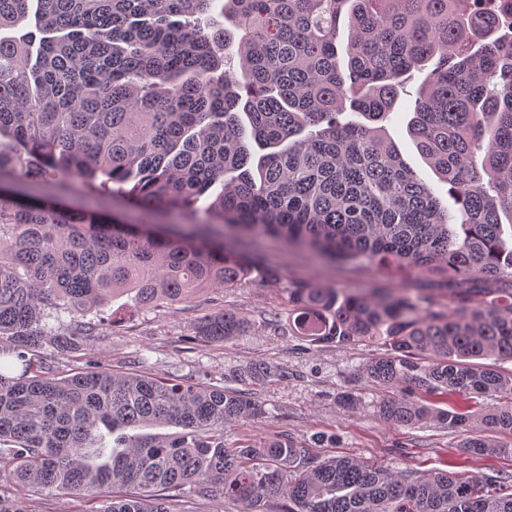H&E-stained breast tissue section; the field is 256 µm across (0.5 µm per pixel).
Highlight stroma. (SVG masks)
Masks as SVG:
<instances>
[{
    "label": "stroma",
    "instance_id": "stroma-1",
    "mask_svg": "<svg viewBox=\"0 0 512 512\" xmlns=\"http://www.w3.org/2000/svg\"><path fill=\"white\" fill-rule=\"evenodd\" d=\"M416 89V84H409L407 93L401 95L387 131L419 176L442 195L444 185L422 162L407 133ZM16 182L30 185L21 176ZM33 188L36 194L69 205L90 203L130 223L139 218L123 196L94 191L78 179L51 180ZM239 248L255 266L236 287L204 288L175 308L158 312L135 310L129 296L123 295L87 313L86 321L95 324L97 331L87 337L81 351L66 356L49 345L42 349L50 375L108 368L240 391L245 387L237 376L239 368L262 361L281 371L280 376L250 389L266 413L244 424H225V444L244 439L259 443L285 433L310 446L311 456L318 460L354 457L404 472L446 471L465 478L512 473L511 455L466 452L464 432L433 420L408 427L383 422L376 405L384 390L358 374L359 368L376 356V344L357 341L338 346L287 335L288 320L293 316L288 301L292 281L311 278L327 288L364 293L380 284L375 271L340 262L318 264L309 253L271 237H242ZM268 270L278 273V284L265 281ZM223 308L245 318L249 331L223 344L200 336L199 317ZM116 312L123 314L124 320L114 327L110 320ZM346 390L360 400L358 409L351 412L338 402Z\"/></svg>",
    "mask_w": 512,
    "mask_h": 512
}]
</instances>
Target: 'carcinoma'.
I'll return each instance as SVG.
<instances>
[{
  "label": "carcinoma",
  "instance_id": "obj_1",
  "mask_svg": "<svg viewBox=\"0 0 512 512\" xmlns=\"http://www.w3.org/2000/svg\"><path fill=\"white\" fill-rule=\"evenodd\" d=\"M212 2L38 0L34 56L10 35L28 0H0V478L91 512H173L187 489L235 512L271 500L275 512H512V474L316 461L286 434L228 448L224 423L264 414L247 393L105 369L46 375L44 345L76 353L94 332L75 319L58 333L47 309L82 316L126 293L154 310L233 288L251 263L224 237L273 236L399 281L288 289L291 335L379 341L360 376L391 390L380 419L434 417L466 432L473 454L512 455L490 438L512 433V372L481 363L512 362V12L501 0H224L232 29L212 30ZM414 71L409 134L456 209L383 125ZM7 166L115 189L138 222L21 190ZM216 184L203 223L227 232L155 222L161 208L197 210ZM421 280L447 284L445 300ZM248 328L226 309L198 321L222 343ZM272 375L262 362L238 372L255 385ZM419 389L497 405L441 411L413 400ZM153 426L178 431L139 432ZM104 429L115 446L91 452Z\"/></svg>",
  "mask_w": 512,
  "mask_h": 512
}]
</instances>
